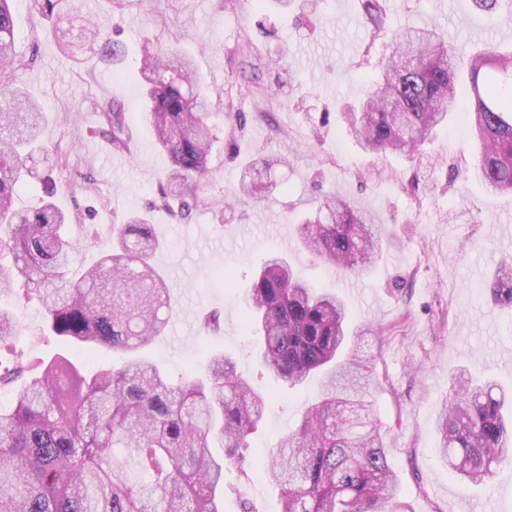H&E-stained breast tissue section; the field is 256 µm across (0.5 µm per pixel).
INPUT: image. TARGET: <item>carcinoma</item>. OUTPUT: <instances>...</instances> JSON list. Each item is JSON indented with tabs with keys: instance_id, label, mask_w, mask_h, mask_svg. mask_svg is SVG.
Listing matches in <instances>:
<instances>
[{
	"instance_id": "obj_1",
	"label": "carcinoma",
	"mask_w": 512,
	"mask_h": 512,
	"mask_svg": "<svg viewBox=\"0 0 512 512\" xmlns=\"http://www.w3.org/2000/svg\"><path fill=\"white\" fill-rule=\"evenodd\" d=\"M14 0H0V295L23 286L36 296L47 332L77 350L119 354V368L87 373L69 357L19 356L0 384L22 381L0 405V512H222L224 468L248 477L243 451L262 422L265 399L222 353L197 372L171 380L143 350L164 331L172 292L154 259L163 247L140 215L113 224L112 252L74 280L76 243L66 231L80 218L53 201L52 175L43 195L16 207L27 161L49 148L41 141L45 112L16 88L25 63L16 56ZM54 30L67 21L77 38L99 47L112 65V15L89 14L87 0H34ZM379 75L358 109L343 113L349 134L367 151L412 154L448 123L464 95L460 118L480 144L476 173L485 189L512 194V51L490 44L468 58L469 84H460L462 56L435 26L398 30ZM144 117L155 146L170 164L157 206L188 215L208 172L212 148L209 100L185 54L145 47L141 59ZM107 127L91 130L121 142L123 116L100 106ZM374 216L341 197L325 198L315 218L300 224L302 245L329 266L360 272L380 249ZM486 289L512 310V263L499 264ZM247 330L260 335L265 370L288 386L325 370L317 400L285 435L265 465L281 497L280 512H412L400 500L383 433L366 400L370 375L353 352L343 297L293 278L288 261L272 254L245 294ZM18 319L0 309V341L18 333ZM512 391L469 373L456 376L436 427L448 468L480 485L512 460V425L503 415ZM133 457L143 481L128 479L120 452Z\"/></svg>"
}]
</instances>
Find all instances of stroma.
<instances>
[{
  "label": "stroma",
  "instance_id": "35a3bbf8",
  "mask_svg": "<svg viewBox=\"0 0 512 512\" xmlns=\"http://www.w3.org/2000/svg\"><path fill=\"white\" fill-rule=\"evenodd\" d=\"M90 4L112 9V38L125 50L121 77L96 52L82 63L70 60L57 37L42 33L31 0H15L16 47L31 60L19 81L44 107V138L53 149L50 159L29 161L17 204H34L50 173L57 206L98 225L94 239L83 238L80 227L69 231L80 242L75 277L109 249L110 225L148 214L165 244L156 263L174 291L165 334L146 355L177 380L211 351H224L266 398L265 419L249 438L250 480L225 472L224 512H242L246 501L257 512H278L265 462L318 393L316 383L291 388L266 373L244 325V295L272 251L301 279L348 300L350 325L361 333L356 355L371 371L368 399L413 512H512V463L487 483L468 484L442 461L436 430L458 370L512 388V311L483 290L498 263L512 260V196L489 193L475 178L477 152L461 119L438 129L410 159L364 152L341 119L377 75L390 30L435 25L469 53L490 43L512 47V0H498L489 13L473 0H386L380 30L365 18L363 0H318L312 11L286 9L279 0ZM148 45L189 52L211 100L209 172L185 221L156 205L167 163L141 112ZM110 100L125 112L119 147L88 134L103 122L99 104ZM257 162L270 163L272 190L261 200L233 199ZM326 193L376 217L382 252L370 269L326 266L301 246L296 225ZM0 307L20 324L0 349V364L10 365L17 352L43 359L61 353L89 370L122 362L49 336L37 299L8 295ZM211 310L222 313L216 333L199 322Z\"/></svg>",
  "mask_w": 512,
  "mask_h": 512
}]
</instances>
